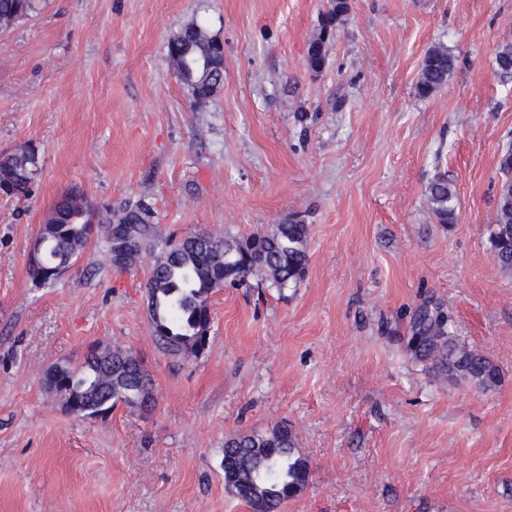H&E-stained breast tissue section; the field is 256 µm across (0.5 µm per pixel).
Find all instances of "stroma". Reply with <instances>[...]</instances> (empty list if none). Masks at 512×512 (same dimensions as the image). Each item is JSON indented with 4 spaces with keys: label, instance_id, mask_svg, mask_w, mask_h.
<instances>
[{
    "label": "stroma",
    "instance_id": "1",
    "mask_svg": "<svg viewBox=\"0 0 512 512\" xmlns=\"http://www.w3.org/2000/svg\"><path fill=\"white\" fill-rule=\"evenodd\" d=\"M328 0H38L0 31V152L34 145L29 198L0 192V512H250L224 489V438L285 424L310 466L282 512H512V272L488 241L512 140V0H350L313 72ZM204 22L224 84L194 106L169 39ZM448 83L416 93L427 49ZM456 190L436 223L424 193ZM140 204L164 236L309 227L304 279L212 293L199 356L155 345L151 255L117 271L94 232L51 288L27 272L53 205ZM443 305L500 379L431 375L409 314ZM136 355L152 409L69 414L44 374L90 345ZM456 57L443 44L431 47L421 66L417 94L419 97L427 98L441 89L448 83L455 70ZM425 195L431 212L439 224L457 223L456 192L447 179L437 177L431 180L426 186Z\"/></svg>",
    "mask_w": 512,
    "mask_h": 512
}]
</instances>
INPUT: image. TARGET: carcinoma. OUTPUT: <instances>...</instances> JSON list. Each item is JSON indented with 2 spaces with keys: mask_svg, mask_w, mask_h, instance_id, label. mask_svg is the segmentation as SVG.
<instances>
[{
  "mask_svg": "<svg viewBox=\"0 0 512 512\" xmlns=\"http://www.w3.org/2000/svg\"><path fill=\"white\" fill-rule=\"evenodd\" d=\"M36 0H0V29L7 30L35 10ZM349 0H331L325 14L327 25L336 26L349 13ZM325 39L314 38L308 46L307 63L317 72L325 64ZM180 53L191 64L204 55L220 56L216 39L200 22L192 21L173 35L167 56ZM495 61L499 74L512 78V43L497 47ZM456 57L448 47H431L421 66L417 94L432 96L448 83L455 70ZM193 75L190 87L196 106L201 107L224 80L205 76L199 70L176 72L177 77ZM35 148L24 145L0 153V186L7 194L25 196L39 170ZM503 176L498 186L496 220L489 242L499 266L512 270V142L503 146L498 159ZM429 207L440 224L458 221L456 192L448 180L437 177L425 189ZM148 209L139 206L117 218L97 214L84 197L72 193L62 197L42 225L39 240L44 242L38 260L29 261L32 282L53 287L60 268L72 267L70 257H79L88 239L104 229V253L117 269L134 265L147 252L155 253L145 288L148 310L157 347L172 356L197 357L207 348L211 329L210 295L226 287H242L256 279L271 288L284 289L304 278L309 262V228L293 221L276 224L263 234L247 237L229 233H192L178 240L165 238L150 223ZM410 353L424 363L434 376L467 380L480 388L499 381L498 369L484 356L472 351L451 330V318L432 301L418 306L410 316ZM46 384L65 399L66 410L84 417L93 409L105 413L122 403L133 410L151 407L150 378L141 361L121 349L94 346L76 368L56 365L45 376ZM224 489L244 501L252 512H280L283 504L308 486L310 467L297 451V438L286 425L265 434L235 432L224 438Z\"/></svg>",
  "mask_w": 512,
  "mask_h": 512,
  "instance_id": "carcinoma-1",
  "label": "carcinoma"
}]
</instances>
